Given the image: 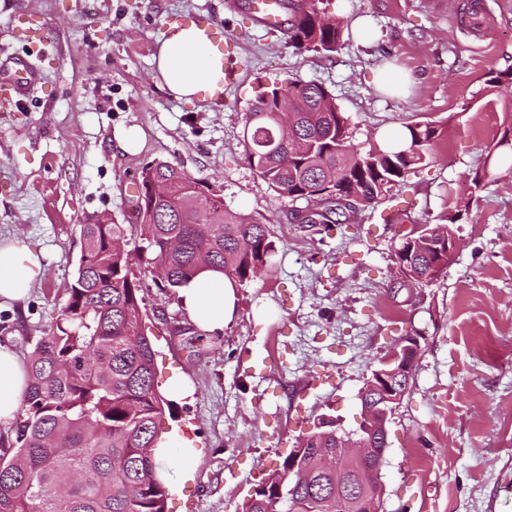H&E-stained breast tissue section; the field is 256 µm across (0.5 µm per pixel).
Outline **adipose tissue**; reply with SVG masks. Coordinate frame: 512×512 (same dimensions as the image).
<instances>
[{
    "label": "adipose tissue",
    "instance_id": "1",
    "mask_svg": "<svg viewBox=\"0 0 512 512\" xmlns=\"http://www.w3.org/2000/svg\"><path fill=\"white\" fill-rule=\"evenodd\" d=\"M156 69L169 94L190 101L223 75L224 57L206 28L188 24L163 40ZM41 269L40 257L19 242L0 244V300L19 301L30 292ZM181 309L201 332L217 335L234 317L236 285L216 271H203L178 292ZM26 366L14 347L0 344V431H8L27 394Z\"/></svg>",
    "mask_w": 512,
    "mask_h": 512
}]
</instances>
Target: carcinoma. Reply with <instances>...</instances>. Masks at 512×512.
<instances>
[{"instance_id":"cac0c4a2","label":"carcinoma","mask_w":512,"mask_h":512,"mask_svg":"<svg viewBox=\"0 0 512 512\" xmlns=\"http://www.w3.org/2000/svg\"><path fill=\"white\" fill-rule=\"evenodd\" d=\"M288 42L329 55L343 43L344 24L329 0H288ZM288 97L289 140L277 153L280 100ZM404 149L377 143L356 148L346 113L322 83L293 80L275 86L252 105L244 128L245 158L279 196L331 202L359 196L374 206L404 178L427 164L440 135L430 124L406 126ZM165 185L155 196L148 181ZM134 224L80 225L81 255L74 283L56 321L30 354L29 388L12 427L14 451L0 455V512H166L167 486L156 477L154 448L164 407L155 352L144 332L143 279L135 268L161 270L160 287L172 294L203 270L240 284L263 272L275 253L270 225L224 209L212 184L168 162L140 171ZM420 232L409 283L448 266V252ZM138 241L129 249L117 242ZM300 448H334L336 431L314 426ZM361 466L332 460L295 483L255 491L249 512H315L319 494L362 488Z\"/></svg>"}]
</instances>
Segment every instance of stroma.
Masks as SVG:
<instances>
[{
    "label": "stroma",
    "instance_id": "obj_1",
    "mask_svg": "<svg viewBox=\"0 0 512 512\" xmlns=\"http://www.w3.org/2000/svg\"><path fill=\"white\" fill-rule=\"evenodd\" d=\"M468 2L331 0L370 37L348 28L324 56L259 25L248 0H0V53L21 52L8 38L18 17L47 23L53 44L43 83L0 122V242L42 255L29 296L0 304V343L28 355L67 300L81 224L128 223L147 163H179L218 185L225 209L270 221L276 253L240 285L223 334L188 329L174 296L144 290L158 383L180 374L194 388L162 423L198 451L193 478L170 471L167 512H235L319 418L356 427L361 388L407 335L420 351L388 419L385 512H512V161L484 165L511 122L486 80L512 69V0H481L480 37L461 22ZM196 15L232 51L219 102L176 100L155 75L160 40ZM387 60L415 76L407 95L377 89ZM296 79L332 91L358 148L388 128L441 126L430 163L336 230L296 223L304 201L276 196L243 145L256 99ZM130 126L144 135L135 155L114 138ZM454 211L447 269L404 282L394 262L404 235Z\"/></svg>",
    "mask_w": 512,
    "mask_h": 512
}]
</instances>
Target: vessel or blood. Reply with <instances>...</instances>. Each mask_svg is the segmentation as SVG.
Returning a JSON list of instances; mask_svg holds the SVG:
<instances>
[{"label": "vessel or blood", "mask_w": 512, "mask_h": 512, "mask_svg": "<svg viewBox=\"0 0 512 512\" xmlns=\"http://www.w3.org/2000/svg\"><path fill=\"white\" fill-rule=\"evenodd\" d=\"M253 12L268 27L281 23L276 0H253ZM14 38L25 40L30 49L24 54H12L0 61V120L8 121L13 112L26 105L31 90L43 78L42 65L46 59L44 37L40 30L15 24Z\"/></svg>", "instance_id": "b4317fda"}]
</instances>
